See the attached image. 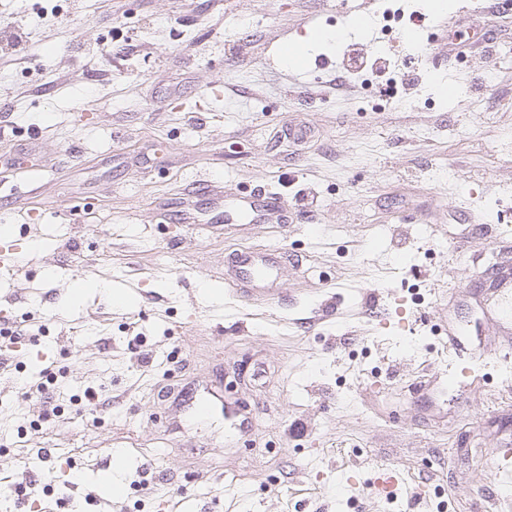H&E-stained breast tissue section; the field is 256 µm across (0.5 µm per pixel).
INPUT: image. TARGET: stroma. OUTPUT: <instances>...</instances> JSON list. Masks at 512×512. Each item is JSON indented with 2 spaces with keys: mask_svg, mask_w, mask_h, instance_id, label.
I'll return each instance as SVG.
<instances>
[{
  "mask_svg": "<svg viewBox=\"0 0 512 512\" xmlns=\"http://www.w3.org/2000/svg\"><path fill=\"white\" fill-rule=\"evenodd\" d=\"M466 2L444 28L430 0H0L27 36L0 51V248L24 258L0 321L26 329L0 372V512H512L481 495L512 447V335L483 309L512 266V0ZM339 29L416 56L414 83L367 98L318 37ZM290 42L310 46L295 85ZM200 179L290 220L210 223ZM245 248L291 255L285 301L225 290ZM451 324L499 353L452 397ZM184 387L225 410L160 397ZM383 468L425 499L374 494Z\"/></svg>",
  "mask_w": 512,
  "mask_h": 512,
  "instance_id": "1",
  "label": "stroma"
}]
</instances>
